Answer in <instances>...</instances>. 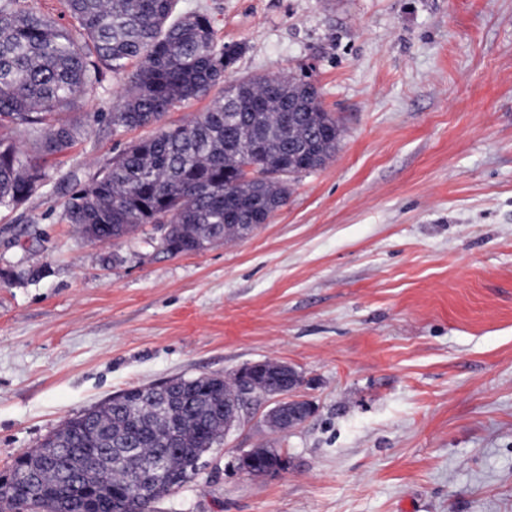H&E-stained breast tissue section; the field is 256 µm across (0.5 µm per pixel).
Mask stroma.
Returning <instances> with one entry per match:
<instances>
[{
  "instance_id": "obj_1",
  "label": "stroma",
  "mask_w": 512,
  "mask_h": 512,
  "mask_svg": "<svg viewBox=\"0 0 512 512\" xmlns=\"http://www.w3.org/2000/svg\"><path fill=\"white\" fill-rule=\"evenodd\" d=\"M308 75L344 133L269 223L186 255L153 225L89 241L78 184L150 128L113 130L104 73L30 199L0 208V475L114 393L263 360L315 414L267 403L154 512H512V0H180ZM276 448L254 479L241 452ZM275 448H260L257 452V459L255 455L249 451L244 452L238 457V468L241 472L253 478H261L265 476L277 475L288 469V458L279 453L277 455L276 464L273 466H266L265 468L258 467V461L260 464H266L269 460H273V457H268ZM278 473V474H279Z\"/></svg>"
}]
</instances>
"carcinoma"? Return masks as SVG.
<instances>
[{
    "label": "carcinoma",
    "mask_w": 512,
    "mask_h": 512,
    "mask_svg": "<svg viewBox=\"0 0 512 512\" xmlns=\"http://www.w3.org/2000/svg\"><path fill=\"white\" fill-rule=\"evenodd\" d=\"M178 0H67L72 23L59 25L27 0H0V129L32 141L21 150L0 135V207L24 203L42 180L47 158L67 151L80 125L61 119L103 71L126 81L112 107L114 128L156 127L112 157L75 191L65 219L90 240H117L143 224L161 232L171 255L196 253L265 224L286 204L288 179L331 160L343 137L338 120L311 82L295 76L229 74L244 52L216 34L203 5L177 11ZM222 94L191 122L166 127L175 106ZM253 166L260 180L246 177ZM174 405L141 397L134 387L65 421L20 457L21 471L39 474L31 496L24 480L0 483V512L34 501L38 512H153L154 504L196 475L205 453L224 437V406L239 378H179ZM125 448L105 486L91 463ZM150 485L130 497L135 470Z\"/></svg>",
    "instance_id": "cac0c4a2"
}]
</instances>
